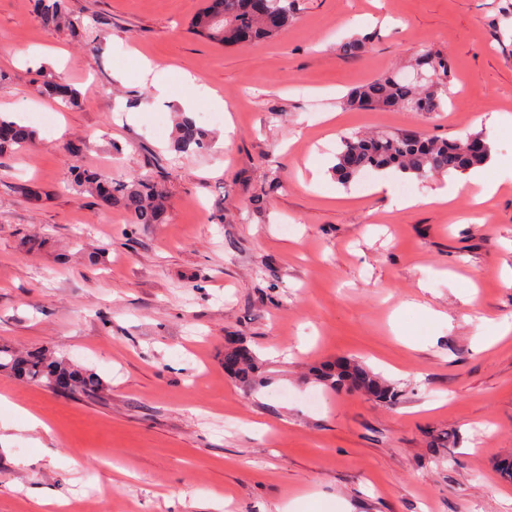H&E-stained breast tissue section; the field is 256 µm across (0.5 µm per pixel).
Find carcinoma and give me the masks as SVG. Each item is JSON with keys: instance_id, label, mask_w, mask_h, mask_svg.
Instances as JSON below:
<instances>
[{"instance_id": "1", "label": "carcinoma", "mask_w": 512, "mask_h": 512, "mask_svg": "<svg viewBox=\"0 0 512 512\" xmlns=\"http://www.w3.org/2000/svg\"><path fill=\"white\" fill-rule=\"evenodd\" d=\"M291 3L292 0H210L193 19L192 28L219 44L238 45L243 33L248 35V43L253 44L288 29L293 18ZM36 11L41 24L49 29L73 30L77 26L63 0H37ZM366 45L363 37L351 38L341 42L338 50L345 57L355 58L365 52ZM415 68L426 74L423 82L407 83L400 80L398 74L389 72L358 86L346 103L358 108L442 111L448 99L451 76L448 57L426 49L416 59ZM42 87L47 95L60 98L70 106L81 104L79 91L70 85L46 77ZM0 128L6 131V138L0 139V154L23 150L37 140L35 129L10 116L0 115ZM173 147L179 152L205 151L210 147V134L197 125L193 117L181 113L175 124ZM490 150V143L481 135L448 141L410 132L353 134L341 139L334 171L343 184L367 170L392 169L424 179L479 167L488 160ZM71 188L99 205L127 212L133 224H159L166 213L164 186L151 175H142L130 182L112 181L93 170L82 169L74 175ZM224 360L235 361L236 368L228 374L245 390L251 392L264 386L262 365L248 346L231 343L224 350ZM0 371L48 385L59 377H67L71 381V396H91L103 388L95 374L64 360L51 359L40 351L19 354L3 348ZM316 380L334 391L350 385L387 406L395 405L400 397L395 384L348 359L318 372Z\"/></svg>"}]
</instances>
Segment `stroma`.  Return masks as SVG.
<instances>
[{"mask_svg": "<svg viewBox=\"0 0 512 512\" xmlns=\"http://www.w3.org/2000/svg\"><path fill=\"white\" fill-rule=\"evenodd\" d=\"M204 3L67 0L71 32L0 0V113L38 133L0 155V346L106 386L73 398L0 373V512H512L497 469L512 457V335L485 344L512 323L507 0H294L288 30L241 47L192 31ZM354 36L366 52L342 56ZM429 47L452 62L444 111L344 105ZM44 72L81 105L41 93ZM185 96L206 152L172 148ZM385 130L483 135L499 194L425 205L451 176L396 177L420 201L400 209L373 193L378 172L338 182L341 138ZM77 167L158 177L164 223L76 194ZM234 340L262 363L257 391L224 371ZM340 357L396 384L398 403L313 380Z\"/></svg>", "mask_w": 512, "mask_h": 512, "instance_id": "stroma-1", "label": "stroma"}]
</instances>
